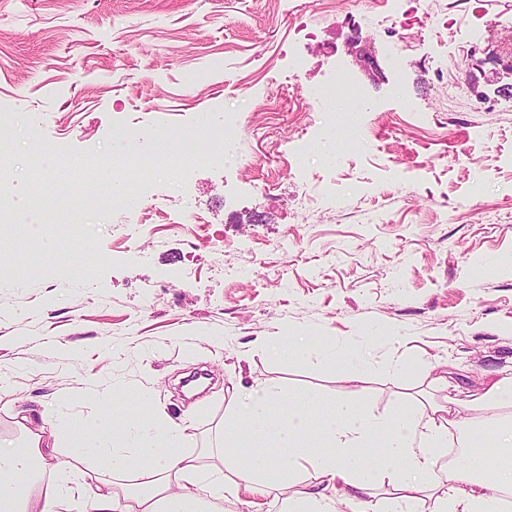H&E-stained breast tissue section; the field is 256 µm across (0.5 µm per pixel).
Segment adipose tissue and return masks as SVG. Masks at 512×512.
I'll list each match as a JSON object with an SVG mask.
<instances>
[{
	"label": "adipose tissue",
	"mask_w": 512,
	"mask_h": 512,
	"mask_svg": "<svg viewBox=\"0 0 512 512\" xmlns=\"http://www.w3.org/2000/svg\"><path fill=\"white\" fill-rule=\"evenodd\" d=\"M269 351L284 362L324 354L343 376H360L367 365L366 349L325 353L288 336ZM100 400L105 411L93 423L68 420L49 437L27 426L19 441L0 446V512H64V486L88 458L116 475L140 471L145 480L119 491L99 475L81 481L84 512H224L228 502L251 512L259 496L276 512H502L503 494L512 490V372L481 392L418 401L387 418L356 402L308 395L286 405L274 387H245L225 409L219 462L211 467L192 452L185 427L151 413L134 417L147 393L126 397L110 387ZM465 409L478 419L463 420ZM366 446L382 450L381 465L362 455ZM61 448L71 458L59 463ZM450 448L463 454L445 474L443 495L429 496L437 460ZM309 473L327 491L279 497L282 485ZM377 484L382 497L363 499Z\"/></svg>",
	"instance_id": "ef3b65f1"
}]
</instances>
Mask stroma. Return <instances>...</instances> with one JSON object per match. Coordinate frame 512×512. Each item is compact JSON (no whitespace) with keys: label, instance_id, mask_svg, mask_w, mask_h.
Listing matches in <instances>:
<instances>
[{"label":"stroma","instance_id":"35a3bbf8","mask_svg":"<svg viewBox=\"0 0 512 512\" xmlns=\"http://www.w3.org/2000/svg\"><path fill=\"white\" fill-rule=\"evenodd\" d=\"M303 21L316 40L296 34ZM355 35L377 71L351 54ZM295 54L308 59L298 75ZM324 82L355 89L362 132L301 160L298 139L325 116L298 92ZM250 98L268 108L245 113L234 164L210 162L200 144L189 176L154 175L139 234L121 213L83 207L71 216L83 244L61 248L51 232L53 264L19 277L6 268L27 258L24 229L0 208L12 228L0 249V440L20 437L24 409L48 432L94 422L106 385L146 391L152 412L185 423L202 449L243 386L388 416L441 399L437 375L479 391L512 366V0H419L413 11L405 0H0V105L13 114L0 125V172L30 196L51 188L30 165L37 153L68 159L97 189L122 128L151 138L201 118L219 125ZM87 156L102 173L80 171ZM314 181L345 191L308 209ZM185 199L220 242L179 223ZM75 263L83 278H69ZM177 268L184 277L161 279ZM297 334L340 351L372 337L371 363L352 380L261 349Z\"/></svg>","mask_w":512,"mask_h":512}]
</instances>
